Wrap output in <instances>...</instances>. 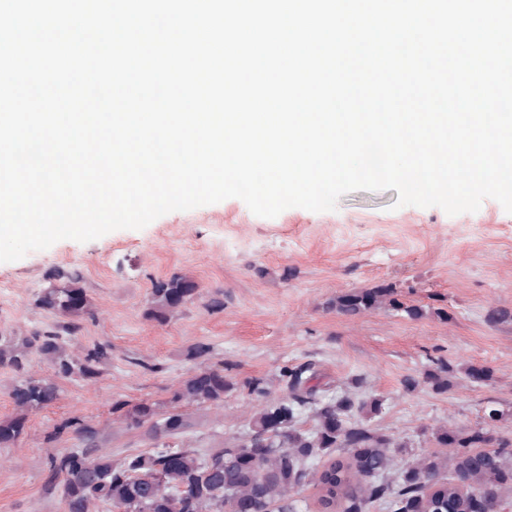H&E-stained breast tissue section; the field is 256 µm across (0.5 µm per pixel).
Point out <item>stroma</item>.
Here are the masks:
<instances>
[{"mask_svg":"<svg viewBox=\"0 0 512 512\" xmlns=\"http://www.w3.org/2000/svg\"><path fill=\"white\" fill-rule=\"evenodd\" d=\"M397 199L393 189L361 190L343 195L333 211L294 207L262 218L229 198L0 263V336L60 332L79 354L112 346L96 382L58 379L57 399L30 413L13 447L0 448V512H61V486L50 483L44 460L83 442L71 432L47 442L57 424L76 416L102 428L99 445L116 458L149 450L143 431L106 432L113 403H165L183 377L205 367L239 382L267 379L277 397L283 365L313 363L328 397L350 390L360 400L382 399L369 424L408 437L417 453L433 447L421 426L471 428L491 408L500 412L493 434L512 439V318L488 319L497 309L512 314V214L491 198L455 216L400 208ZM73 268L91 313L67 335L62 318L35 300L51 272ZM175 273L196 281L197 296L166 321L148 318L153 282ZM380 284L395 285L399 300L424 307L426 317L377 311L349 318L326 307L336 294ZM440 309L446 318L437 317ZM194 344L208 354L189 359ZM433 356L454 369L448 392L421 381ZM469 364L488 367L492 380L470 382ZM408 377L418 379L415 389L404 387ZM209 415L211 424L171 440V448H208L244 431L251 415L245 391L226 393L223 408Z\"/></svg>","mask_w":512,"mask_h":512,"instance_id":"35a3bbf8","label":"stroma"}]
</instances>
